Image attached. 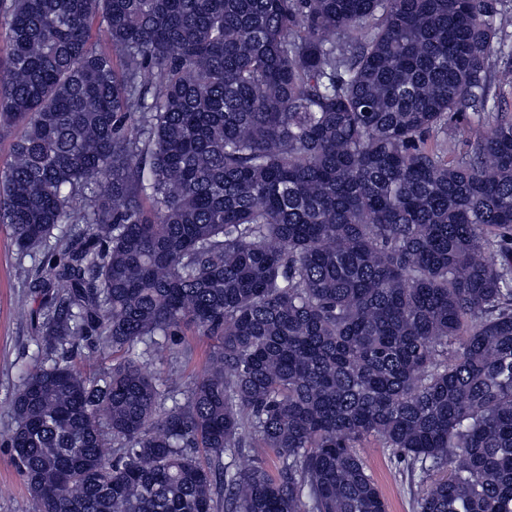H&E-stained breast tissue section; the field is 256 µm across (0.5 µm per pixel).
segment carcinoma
<instances>
[{
    "mask_svg": "<svg viewBox=\"0 0 512 512\" xmlns=\"http://www.w3.org/2000/svg\"><path fill=\"white\" fill-rule=\"evenodd\" d=\"M0 40V224L60 255L20 271L28 512H386L370 441L415 512H512V0H0ZM485 131V127L474 120H468L461 125L456 140L448 144V159L464 155L473 143L479 140ZM207 349V340L195 336L192 331L188 330L185 332V336H176L170 343L171 355L168 357V361L164 363L156 361L150 366V370L163 372L165 375L172 371L173 385L177 389H184L191 376L203 371ZM370 474L380 487L388 512H413L421 484L406 464L381 448H361Z\"/></svg>",
    "mask_w": 512,
    "mask_h": 512,
    "instance_id": "obj_1",
    "label": "carcinoma"
}]
</instances>
